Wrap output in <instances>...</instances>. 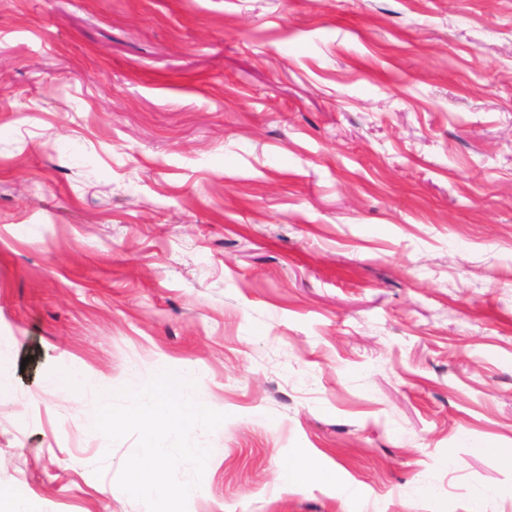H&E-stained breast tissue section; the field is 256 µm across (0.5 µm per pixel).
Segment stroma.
Returning <instances> with one entry per match:
<instances>
[{
  "instance_id": "35a3bbf8",
  "label": "stroma",
  "mask_w": 512,
  "mask_h": 512,
  "mask_svg": "<svg viewBox=\"0 0 512 512\" xmlns=\"http://www.w3.org/2000/svg\"><path fill=\"white\" fill-rule=\"evenodd\" d=\"M0 354L33 512H144L160 363L187 512H512V0H0ZM49 379L61 386L74 388L78 392L93 390L97 387L96 381L78 367L67 369L59 374H53Z\"/></svg>"
}]
</instances>
